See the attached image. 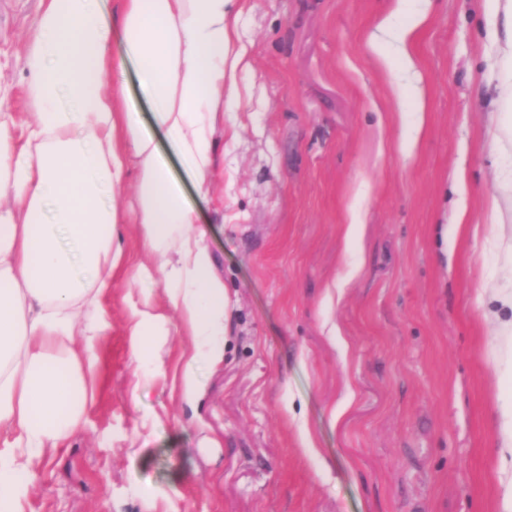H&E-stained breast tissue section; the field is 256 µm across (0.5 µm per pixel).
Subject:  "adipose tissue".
I'll use <instances>...</instances> for the list:
<instances>
[{"label": "adipose tissue", "instance_id": "ef3b65f1", "mask_svg": "<svg viewBox=\"0 0 512 512\" xmlns=\"http://www.w3.org/2000/svg\"><path fill=\"white\" fill-rule=\"evenodd\" d=\"M500 56V112H512V0H485ZM243 0H42L24 52L31 109L10 112L0 84V512H19L39 463L83 423L94 397L102 299L124 265L116 194L132 188L144 285L127 296L131 346L154 328L190 339L181 399L197 409L199 363L223 361L228 298L198 204L214 201L225 114L249 48ZM121 33L124 50L111 51ZM134 71L151 112L142 121L122 80ZM175 156L188 200L170 175ZM484 244L512 267V193L494 198ZM161 285L153 293V285ZM498 326L494 366L512 364V288L479 297ZM500 512H512V396L498 404Z\"/></svg>", "mask_w": 512, "mask_h": 512}]
</instances>
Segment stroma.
I'll use <instances>...</instances> for the list:
<instances>
[{
    "instance_id": "1",
    "label": "stroma",
    "mask_w": 512,
    "mask_h": 512,
    "mask_svg": "<svg viewBox=\"0 0 512 512\" xmlns=\"http://www.w3.org/2000/svg\"><path fill=\"white\" fill-rule=\"evenodd\" d=\"M40 7L0 0L15 112L29 109L23 37ZM391 9L249 0L224 212L199 208L229 298L225 359L200 364L192 411L170 379L186 337L153 334L133 354L125 297L143 252L127 227L94 400L23 512H499L497 407L512 386L489 364L498 329L478 302L485 281L512 282L482 248L512 173L489 134L499 56L485 0H407L395 26L428 12L417 68L380 67L368 38ZM142 359L166 378L139 373Z\"/></svg>"
}]
</instances>
